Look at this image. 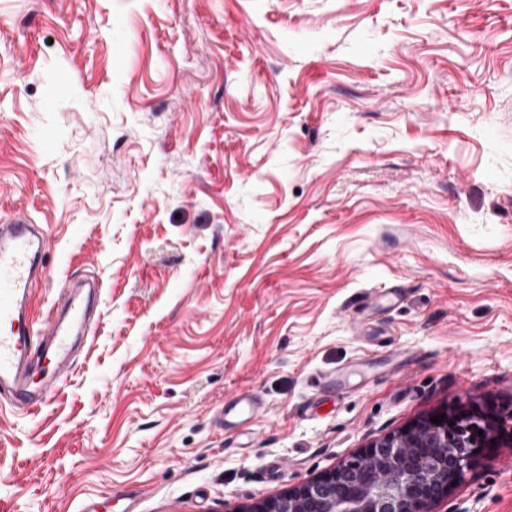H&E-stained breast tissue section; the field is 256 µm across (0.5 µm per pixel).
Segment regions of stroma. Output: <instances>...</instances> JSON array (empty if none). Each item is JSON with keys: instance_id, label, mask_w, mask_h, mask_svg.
<instances>
[{"instance_id": "obj_1", "label": "stroma", "mask_w": 512, "mask_h": 512, "mask_svg": "<svg viewBox=\"0 0 512 512\" xmlns=\"http://www.w3.org/2000/svg\"><path fill=\"white\" fill-rule=\"evenodd\" d=\"M1 210L48 240L37 317L102 288L0 412V512H239L511 412L512 0H0ZM437 512H512V447ZM257 402L249 395H241L235 405L224 410V421L243 423L253 415Z\"/></svg>"}]
</instances>
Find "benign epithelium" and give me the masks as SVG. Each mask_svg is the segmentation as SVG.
Segmentation results:
<instances>
[{
    "instance_id": "1",
    "label": "benign epithelium",
    "mask_w": 512,
    "mask_h": 512,
    "mask_svg": "<svg viewBox=\"0 0 512 512\" xmlns=\"http://www.w3.org/2000/svg\"><path fill=\"white\" fill-rule=\"evenodd\" d=\"M432 419L376 440L354 459L243 512H434L484 449L512 447V411L505 419L492 408L472 407L445 413L439 424Z\"/></svg>"
}]
</instances>
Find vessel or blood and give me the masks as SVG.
<instances>
[{"mask_svg": "<svg viewBox=\"0 0 512 512\" xmlns=\"http://www.w3.org/2000/svg\"><path fill=\"white\" fill-rule=\"evenodd\" d=\"M43 249L44 240L26 212L0 215V324L11 327L10 332L0 335V396L8 395L14 409L30 414L41 410L61 388L59 381L33 387V337L43 340L59 375H66L73 342L62 318L67 315L80 321L86 311L83 299L69 290L60 308L51 309L44 319H36L31 313L32 286L37 279L47 276L42 264ZM256 406L251 396H240L233 407L225 409L224 419L246 422Z\"/></svg>", "mask_w": 512, "mask_h": 512, "instance_id": "vessel-or-blood-1", "label": "vessel or blood"}]
</instances>
